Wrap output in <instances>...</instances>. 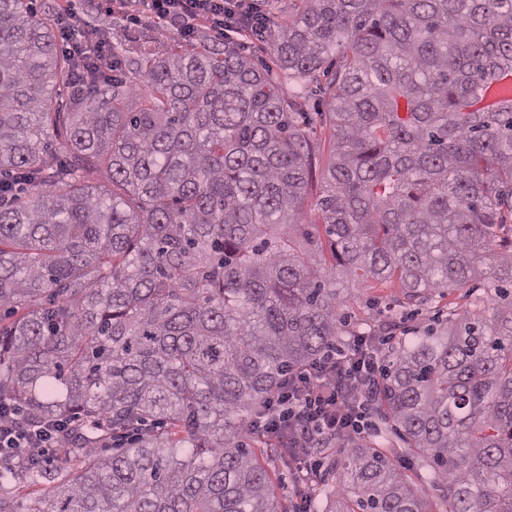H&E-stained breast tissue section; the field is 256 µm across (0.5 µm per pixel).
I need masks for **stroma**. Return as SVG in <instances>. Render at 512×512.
I'll list each match as a JSON object with an SVG mask.
<instances>
[{"label": "stroma", "instance_id": "obj_1", "mask_svg": "<svg viewBox=\"0 0 512 512\" xmlns=\"http://www.w3.org/2000/svg\"><path fill=\"white\" fill-rule=\"evenodd\" d=\"M73 8L84 14L92 28L103 30L112 48L118 49L132 41L149 42L165 47L173 36L165 29L148 22L137 24L107 12L105 0H73ZM331 77L321 74L311 83L310 90L301 101L299 126L308 134L313 148V163L317 172L310 184V197H317L322 188L321 172L328 166L331 156L332 130L328 117V90ZM403 293L395 282H387L372 288H356L351 299L341 309V336L355 334L383 336L388 347L416 336L431 324L447 318L449 313H464L473 305H481L489 311L495 305V287L491 279L483 278L463 288H448L426 292L412 304L402 302ZM365 444L389 449L396 457L401 470L412 480L426 484L430 505H437L438 491L431 487V478L418 460L404 453L400 436L387 429H372L364 439ZM272 478L285 503H292L296 496L311 499L314 512H330L336 504L334 491L341 483L338 473L329 471L325 460H318L317 471L311 479L299 480L292 467L274 460L270 463Z\"/></svg>", "mask_w": 512, "mask_h": 512}]
</instances>
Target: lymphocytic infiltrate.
<instances>
[{"label": "lymphocytic infiltrate", "mask_w": 512, "mask_h": 512, "mask_svg": "<svg viewBox=\"0 0 512 512\" xmlns=\"http://www.w3.org/2000/svg\"><path fill=\"white\" fill-rule=\"evenodd\" d=\"M111 12L134 21L161 24L178 37H191L207 27L213 39L234 34L263 33L270 19L257 0H108ZM70 55L91 57L98 69L112 66L108 42L90 30L87 21L70 6L53 18ZM380 346L356 336L347 347L327 351L311 365L290 372L286 389L267 406L265 418L245 426L251 436H274L279 447L297 449L298 471L313 473L315 448L333 440L351 445L370 429L369 381L380 366ZM37 455L46 464L62 462L58 427L25 419L12 410L0 420V469L18 475L27 457Z\"/></svg>", "instance_id": "lymphocytic-infiltrate-1"}]
</instances>
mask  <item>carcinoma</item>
Returning a JSON list of instances; mask_svg holds the SVG:
<instances>
[{"label":"carcinoma","mask_w":512,"mask_h":512,"mask_svg":"<svg viewBox=\"0 0 512 512\" xmlns=\"http://www.w3.org/2000/svg\"><path fill=\"white\" fill-rule=\"evenodd\" d=\"M173 42L80 83L31 0H0V415L73 431L0 512H286L243 425L336 345L341 291L404 298L486 274L512 193V0H304L269 33ZM330 59L332 155L282 97ZM107 161L106 183L92 164ZM392 349L372 411L433 469L443 512H512V293ZM125 448L102 454L95 444ZM331 461L336 512H428L381 449ZM234 41L239 43L241 47H245V50H249L257 63H264L276 68L273 63L274 58L269 41L250 37L234 39Z\"/></svg>","instance_id":"carcinoma-1"}]
</instances>
